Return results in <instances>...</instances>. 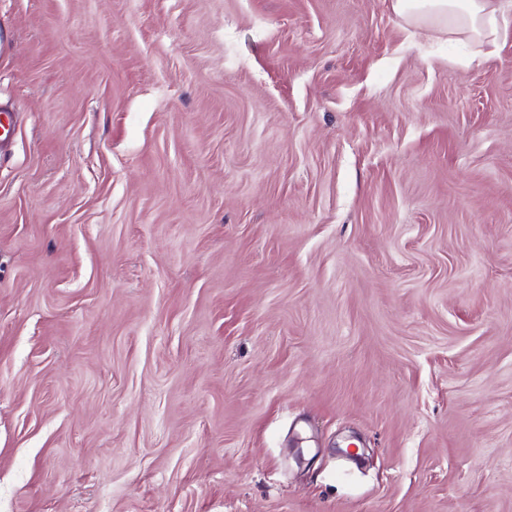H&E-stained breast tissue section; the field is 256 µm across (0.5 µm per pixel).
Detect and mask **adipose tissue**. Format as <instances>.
<instances>
[{"mask_svg": "<svg viewBox=\"0 0 512 512\" xmlns=\"http://www.w3.org/2000/svg\"><path fill=\"white\" fill-rule=\"evenodd\" d=\"M408 24L435 26L450 41L493 44L512 27V0H392Z\"/></svg>", "mask_w": 512, "mask_h": 512, "instance_id": "obj_1", "label": "adipose tissue"}]
</instances>
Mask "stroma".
Returning a JSON list of instances; mask_svg holds the SVG:
<instances>
[{
  "label": "stroma",
  "mask_w": 512,
  "mask_h": 512,
  "mask_svg": "<svg viewBox=\"0 0 512 512\" xmlns=\"http://www.w3.org/2000/svg\"><path fill=\"white\" fill-rule=\"evenodd\" d=\"M0 512H512V31L391 0H0ZM408 24L435 26L450 42L495 44L512 25L511 0H392Z\"/></svg>",
  "instance_id": "1"
}]
</instances>
